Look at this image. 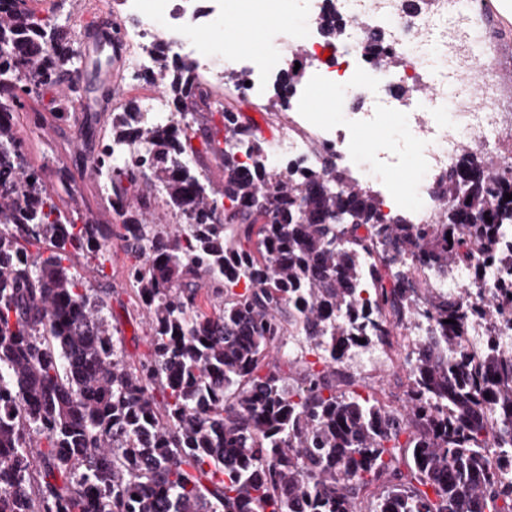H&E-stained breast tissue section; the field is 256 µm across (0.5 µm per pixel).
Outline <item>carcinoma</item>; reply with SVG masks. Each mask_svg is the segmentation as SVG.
<instances>
[{
    "mask_svg": "<svg viewBox=\"0 0 512 512\" xmlns=\"http://www.w3.org/2000/svg\"><path fill=\"white\" fill-rule=\"evenodd\" d=\"M316 27L338 41L345 22L324 11ZM361 51L399 64L371 40ZM152 54L151 79H167L192 120L158 124L133 102L112 112L92 163L120 231L78 224L26 168L17 116L24 96L77 74L80 55L65 26L0 0V512H512V482L487 455L497 448L512 467V351L498 344L512 323V175L501 154L461 149L432 188L438 224L388 223L334 154L272 172L242 109L219 110L222 130L197 121L216 111L208 81L158 45ZM213 166L217 188L201 175ZM159 197L186 223H150ZM114 238L152 339L137 365L124 360L110 293L73 262L103 268ZM401 254L419 273L466 265L475 286L489 266L504 275L488 301L406 288ZM422 318L436 335L406 354L405 409L338 379L360 340L402 348L394 331ZM476 320L487 335L473 356L463 340ZM287 336L305 337L321 369L270 360Z\"/></svg>",
    "mask_w": 512,
    "mask_h": 512,
    "instance_id": "carcinoma-1",
    "label": "carcinoma"
}]
</instances>
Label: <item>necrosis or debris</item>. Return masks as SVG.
<instances>
[{
    "instance_id": "necrosis-or-debris-1",
    "label": "necrosis or debris",
    "mask_w": 512,
    "mask_h": 512,
    "mask_svg": "<svg viewBox=\"0 0 512 512\" xmlns=\"http://www.w3.org/2000/svg\"><path fill=\"white\" fill-rule=\"evenodd\" d=\"M430 12H406L405 0H306L310 14L330 8L346 24L343 39L331 42L301 33L309 52L305 66L313 82L336 99H349L352 106L342 123L331 125L309 109L295 111L287 127L270 144L266 164L285 171L312 166L316 160L313 142L336 151L339 159L367 178L351 144L352 129L376 125L382 112L403 104V138L420 146L419 164L424 176L415 191L417 201L407 205L403 184L386 178L381 209L390 214L406 208L415 224H433L438 207L430 186L449 166L465 144L495 147L512 142V114L505 112L508 92L499 80L498 66L486 61L481 42L470 33L469 20L488 11L490 0H433ZM126 25L119 35L128 57L121 74L124 82L138 81L154 66L151 50L163 44L170 56L193 61L199 73L212 72L221 52L205 40L206 32L223 24L226 15L244 19L246 5L237 0H121ZM380 31L385 49L397 53L401 66L379 71L367 65L360 48L372 31ZM284 60L271 53L255 58L242 71L243 94L261 98L269 80L278 78ZM472 76V84L449 85V73ZM425 84V96L402 98V90ZM379 146L372 155L374 166L389 171L399 159L401 142Z\"/></svg>"
}]
</instances>
